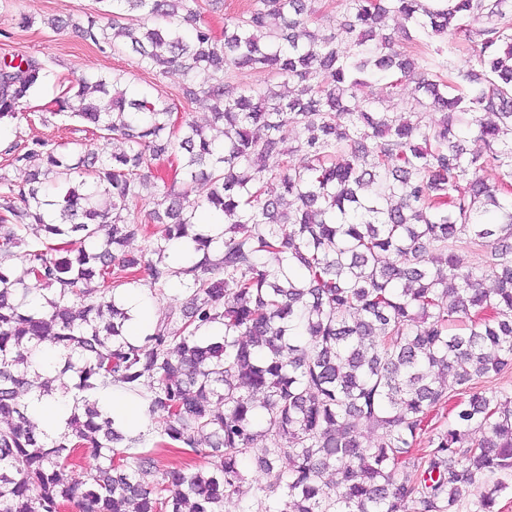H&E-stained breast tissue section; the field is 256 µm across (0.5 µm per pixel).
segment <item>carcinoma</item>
<instances>
[{"instance_id": "obj_1", "label": "carcinoma", "mask_w": 512, "mask_h": 512, "mask_svg": "<svg viewBox=\"0 0 512 512\" xmlns=\"http://www.w3.org/2000/svg\"><path fill=\"white\" fill-rule=\"evenodd\" d=\"M110 2L48 26L180 71L184 102H209L212 119L177 126L161 85L81 75L54 114L126 149L34 139L14 156L25 179L0 176V512H224L260 439L264 512H499L512 394L478 381L512 372V0H342L337 30L308 28L315 0H253L220 36L199 0ZM453 40L471 53L456 74ZM243 68L263 80L234 88ZM48 69L0 62V120L24 116ZM376 72L390 95L414 83L413 111L361 95ZM474 127L483 154L466 149ZM164 156L181 178L163 182L151 223L127 220L150 185L142 168ZM198 213L224 226L200 231ZM31 226L42 237L28 243ZM183 239L193 249L175 267ZM462 248L483 261L462 268ZM176 284L186 301L129 341L118 290ZM49 350L55 377L39 372ZM449 378L462 387L451 406ZM146 383L161 420L150 449L100 406ZM58 394L70 409L52 435L31 411ZM165 448L206 465L163 469ZM85 450L94 465L69 463Z\"/></svg>"}]
</instances>
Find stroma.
<instances>
[{"label": "stroma", "mask_w": 512, "mask_h": 512, "mask_svg": "<svg viewBox=\"0 0 512 512\" xmlns=\"http://www.w3.org/2000/svg\"><path fill=\"white\" fill-rule=\"evenodd\" d=\"M91 4L92 0H0V60L45 57L51 70L32 94L24 120L0 128V174L23 180L24 171L11 164V148L36 138L78 139L106 155L119 150V143L78 131L73 122L52 113L55 98L71 80L83 74L123 72L138 86L152 80L150 74L137 68L133 54L98 49L83 41L72 28L55 31L46 24L48 18L55 16L80 19ZM23 15L31 18L30 27H19L18 20Z\"/></svg>", "instance_id": "stroma-1"}]
</instances>
